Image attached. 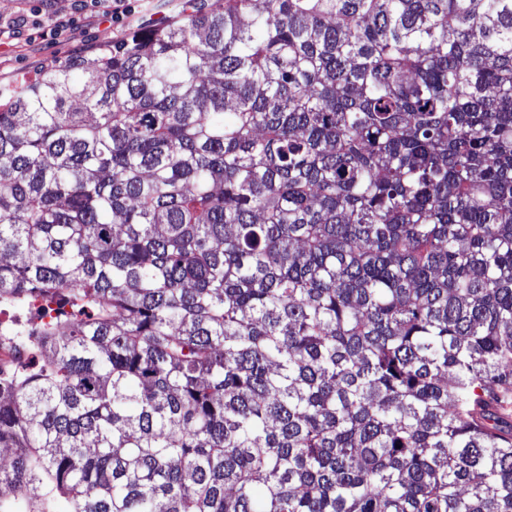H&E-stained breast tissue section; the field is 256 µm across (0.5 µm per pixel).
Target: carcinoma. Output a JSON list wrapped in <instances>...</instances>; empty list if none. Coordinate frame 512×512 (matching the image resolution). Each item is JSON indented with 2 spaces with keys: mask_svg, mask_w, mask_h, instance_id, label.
Wrapping results in <instances>:
<instances>
[{
  "mask_svg": "<svg viewBox=\"0 0 512 512\" xmlns=\"http://www.w3.org/2000/svg\"><path fill=\"white\" fill-rule=\"evenodd\" d=\"M5 313L0 512H512V0H188L0 89Z\"/></svg>",
  "mask_w": 512,
  "mask_h": 512,
  "instance_id": "cac0c4a2",
  "label": "carcinoma"
}]
</instances>
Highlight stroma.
Instances as JSON below:
<instances>
[{
	"label": "stroma",
	"mask_w": 512,
	"mask_h": 512,
	"mask_svg": "<svg viewBox=\"0 0 512 512\" xmlns=\"http://www.w3.org/2000/svg\"><path fill=\"white\" fill-rule=\"evenodd\" d=\"M184 0H0V24L16 23L0 45V89L60 62L124 40L144 20L175 21Z\"/></svg>",
	"instance_id": "stroma-1"
}]
</instances>
